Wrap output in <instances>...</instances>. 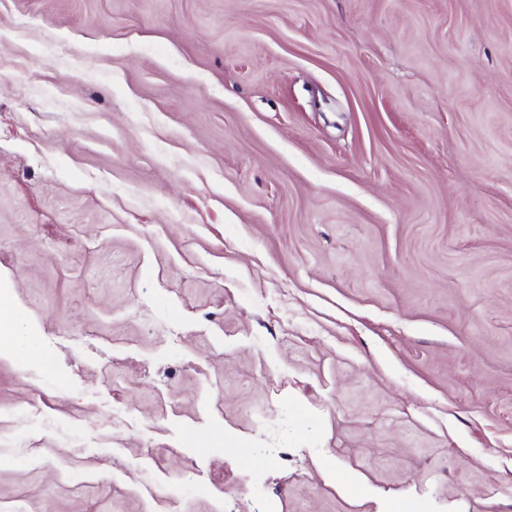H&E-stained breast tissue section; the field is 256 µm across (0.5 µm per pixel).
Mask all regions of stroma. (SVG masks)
<instances>
[{"label": "stroma", "mask_w": 512, "mask_h": 512, "mask_svg": "<svg viewBox=\"0 0 512 512\" xmlns=\"http://www.w3.org/2000/svg\"><path fill=\"white\" fill-rule=\"evenodd\" d=\"M0 512H512V0H0Z\"/></svg>", "instance_id": "1"}]
</instances>
